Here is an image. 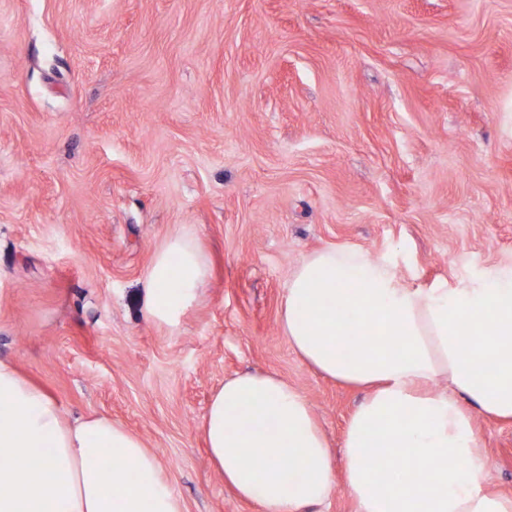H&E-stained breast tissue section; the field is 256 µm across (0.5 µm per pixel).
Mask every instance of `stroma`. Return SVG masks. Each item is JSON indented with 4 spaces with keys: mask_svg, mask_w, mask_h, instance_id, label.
Wrapping results in <instances>:
<instances>
[{
    "mask_svg": "<svg viewBox=\"0 0 512 512\" xmlns=\"http://www.w3.org/2000/svg\"><path fill=\"white\" fill-rule=\"evenodd\" d=\"M183 227L211 272L173 330L144 288ZM329 247L425 286L512 260V0H0V359L140 436L185 512H258L202 431L236 374L296 386L341 460L365 391L279 316ZM476 427L512 496V424Z\"/></svg>",
    "mask_w": 512,
    "mask_h": 512,
    "instance_id": "35a3bbf8",
    "label": "stroma"
}]
</instances>
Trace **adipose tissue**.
<instances>
[{
  "label": "adipose tissue",
  "instance_id": "1",
  "mask_svg": "<svg viewBox=\"0 0 512 512\" xmlns=\"http://www.w3.org/2000/svg\"><path fill=\"white\" fill-rule=\"evenodd\" d=\"M208 262L171 236L146 275V310L173 326L200 294ZM355 314L364 342L338 322ZM280 325L308 365L368 388L343 434L354 512H512L494 489L475 415L512 421V263L476 284L407 283L351 248L304 258L283 292ZM447 387H440V380ZM224 481L260 512H318L335 469L305 396L267 373L225 380L203 421ZM387 467H377L374 449ZM0 512H185L156 455L106 417L75 418L0 360ZM112 471L103 483V468Z\"/></svg>",
  "mask_w": 512,
  "mask_h": 512
}]
</instances>
